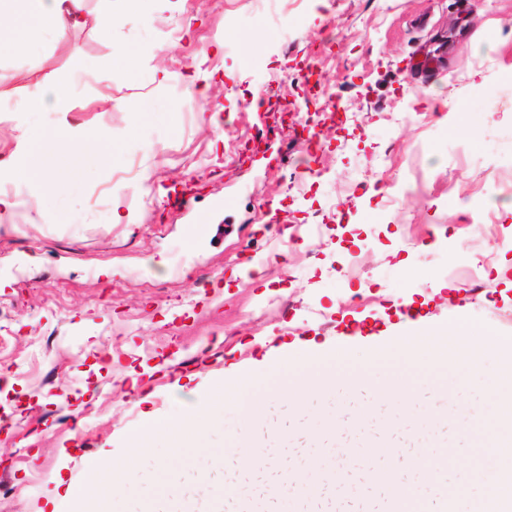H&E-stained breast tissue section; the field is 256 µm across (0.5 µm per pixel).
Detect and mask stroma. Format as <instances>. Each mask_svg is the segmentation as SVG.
Masks as SVG:
<instances>
[{
    "mask_svg": "<svg viewBox=\"0 0 512 512\" xmlns=\"http://www.w3.org/2000/svg\"><path fill=\"white\" fill-rule=\"evenodd\" d=\"M85 22L57 37L0 49V168L22 143L57 126L82 140L106 132L112 157L83 174L15 182L19 205L0 221V512H80L67 500L84 462L122 459L127 437L156 425L139 485L99 492L100 512H196L186 464L222 457L208 475L217 512H237L241 486L267 512H384L387 488L357 466L345 483L315 448L376 439L402 464L429 424L393 429L391 404L354 381L288 395L299 371L343 359L389 362L410 406L454 400L469 418L493 395L459 386L483 364L487 336L512 339V0H85ZM112 14L111 31L98 20ZM137 56L129 68L123 51ZM217 75L199 93L184 75L200 53ZM170 78L159 81L156 69ZM68 79L70 112H23L39 85ZM274 89L316 108L335 97L310 171L288 133L233 162L265 127L255 97ZM113 104H106V97ZM149 112L128 109L131 101ZM196 182L171 210L154 186ZM211 212L200 226L196 213ZM287 217L283 234L274 215ZM482 233H475V225ZM137 278H130V271ZM483 284L471 289L473 281ZM412 301L423 324L462 335L443 369L457 387L430 402L399 346ZM360 322L350 334L349 322ZM249 375L217 410L220 382ZM372 404L370 415L358 408ZM206 421L203 441L168 428ZM276 461L246 471L241 431ZM319 495L272 494L281 470ZM403 482L418 476L404 468Z\"/></svg>",
    "mask_w": 512,
    "mask_h": 512,
    "instance_id": "1",
    "label": "stroma"
}]
</instances>
